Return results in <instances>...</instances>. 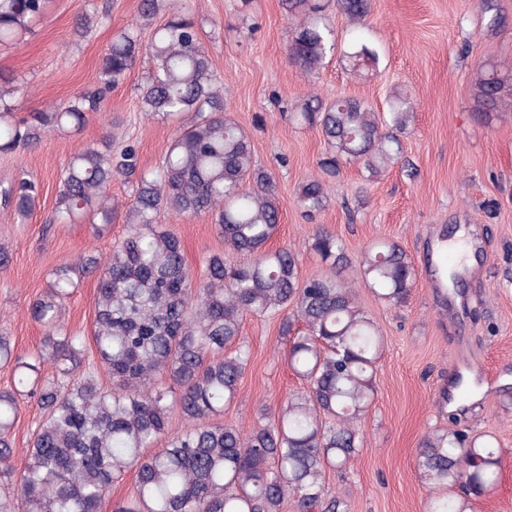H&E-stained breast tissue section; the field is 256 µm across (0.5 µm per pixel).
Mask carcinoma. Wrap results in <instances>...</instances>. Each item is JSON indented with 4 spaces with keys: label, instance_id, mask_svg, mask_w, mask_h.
Masks as SVG:
<instances>
[{
    "label": "carcinoma",
    "instance_id": "cac0c4a2",
    "mask_svg": "<svg viewBox=\"0 0 512 512\" xmlns=\"http://www.w3.org/2000/svg\"><path fill=\"white\" fill-rule=\"evenodd\" d=\"M162 0H141L140 25L153 26ZM358 24L368 0H337ZM47 0H0V43L19 40L45 14ZM288 14V57L311 75L336 49L319 0H283ZM358 72L377 63L362 36L346 52ZM138 62L148 66L143 112L182 118L159 166L144 170L132 145L114 153L97 144L75 150L56 190L57 222L89 215L110 224L117 207L110 187L135 185L125 210L128 227L112 254L88 253L57 265L47 291L29 307L43 326L42 347L31 362L13 357L0 337V362L15 361L13 387L0 391V477L7 478L0 512H100L112 485L136 472L133 495L113 512H338L325 490V471L346 470L360 448L358 421L376 392L381 337L355 288L405 306L416 269L401 245L382 241L366 249L355 280H343L344 247L318 226L311 249L329 273L301 278L296 254L271 248L281 222L273 175L258 165L246 133L226 116L224 84L214 74L198 26L182 6L154 26L147 44L124 30L113 36L98 73L111 87ZM14 77L0 74V154L31 146L49 134L81 130L98 111L97 98L81 95L47 111L17 116ZM477 112L489 118L512 108V69L486 63L476 82ZM411 103L390 101V120L364 102L309 95L290 123L317 129L329 147L320 163L334 176L342 163H359L374 180L399 158L396 132ZM41 187L23 175L0 188L15 212L33 210ZM328 187L305 180L297 198L307 212L323 209ZM209 215L224 237L225 252L191 273L179 238L163 215ZM97 279L91 342L111 385L81 368L85 337L59 321L77 282ZM279 313L287 337L288 366L305 388L262 421L244 430L224 424V407L236 397L249 353L235 345L243 317ZM52 362L60 381L41 383ZM36 398L43 415L21 464H15L11 430L20 401ZM178 409L184 426L171 432ZM495 440L459 430H436L419 443L417 465L437 490L429 512H471L470 497L487 494L497 479Z\"/></svg>",
    "mask_w": 512,
    "mask_h": 512
}]
</instances>
